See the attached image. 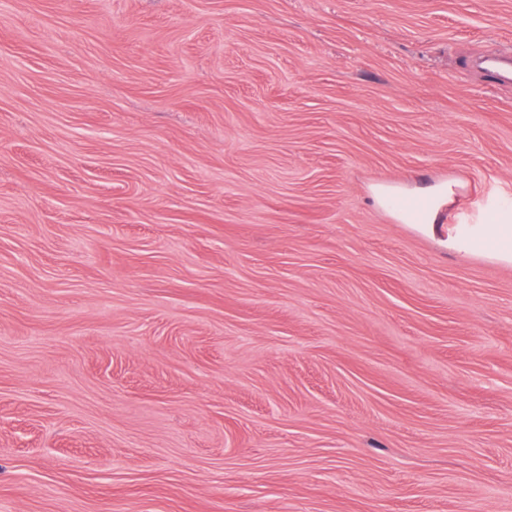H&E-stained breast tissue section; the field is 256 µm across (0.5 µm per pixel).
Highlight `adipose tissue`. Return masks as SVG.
<instances>
[{
    "instance_id": "ef3b65f1",
    "label": "adipose tissue",
    "mask_w": 512,
    "mask_h": 512,
    "mask_svg": "<svg viewBox=\"0 0 512 512\" xmlns=\"http://www.w3.org/2000/svg\"><path fill=\"white\" fill-rule=\"evenodd\" d=\"M453 187L440 189L439 193L423 196L417 203L407 204L403 200L393 198L388 187L378 188L376 198L384 206L390 207L397 218L407 224L435 232L431 217L436 211L439 197L453 196ZM446 246L461 256L478 255L490 261L512 264V213L492 211L485 215L482 223L463 224L450 227Z\"/></svg>"
}]
</instances>
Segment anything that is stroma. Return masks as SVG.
Returning <instances> with one entry per match:
<instances>
[{
  "label": "stroma",
  "mask_w": 512,
  "mask_h": 512,
  "mask_svg": "<svg viewBox=\"0 0 512 512\" xmlns=\"http://www.w3.org/2000/svg\"><path fill=\"white\" fill-rule=\"evenodd\" d=\"M512 0H0V512H512ZM455 186V183L448 182L447 187L417 199L416 204H405L399 192L389 187L378 188L376 199L382 205L392 208L397 218L403 223L416 224L415 226L419 229H426L430 233H435L436 226L432 224L430 218L437 212L436 202L438 198L444 196H447L449 201L455 193ZM391 194H397L401 199H395ZM482 224L448 227L444 243L461 256L478 255L492 262L512 264V213L491 211Z\"/></svg>",
  "instance_id": "35a3bbf8"
}]
</instances>
